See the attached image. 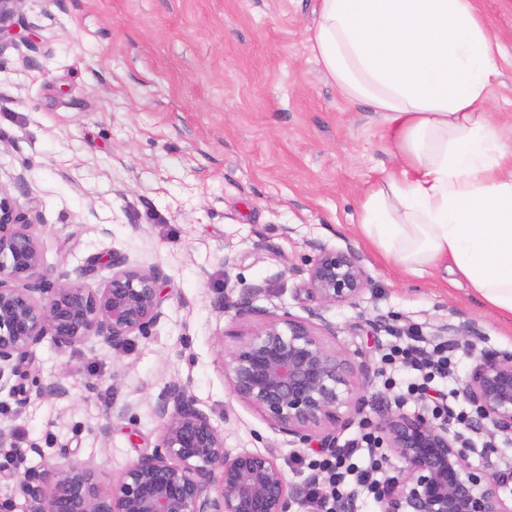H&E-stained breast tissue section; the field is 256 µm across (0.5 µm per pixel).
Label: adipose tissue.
<instances>
[{"instance_id": "1", "label": "adipose tissue", "mask_w": 512, "mask_h": 512, "mask_svg": "<svg viewBox=\"0 0 512 512\" xmlns=\"http://www.w3.org/2000/svg\"><path fill=\"white\" fill-rule=\"evenodd\" d=\"M314 14L325 78L382 114L394 148L359 203L362 237L512 321V132L485 110L500 45L477 0H317Z\"/></svg>"}]
</instances>
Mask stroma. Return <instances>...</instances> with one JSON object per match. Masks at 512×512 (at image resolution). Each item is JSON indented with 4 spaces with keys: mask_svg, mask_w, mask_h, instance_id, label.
Here are the masks:
<instances>
[{
    "mask_svg": "<svg viewBox=\"0 0 512 512\" xmlns=\"http://www.w3.org/2000/svg\"><path fill=\"white\" fill-rule=\"evenodd\" d=\"M503 47L501 83L488 105L512 125V0H478ZM315 0H25L17 41L0 40V186L42 212L47 266L81 267L107 252L127 267L160 269L167 298L150 337L121 349L92 339L60 350L44 339L32 373L65 396L18 405L0 391V430L38 443L26 467L56 463L59 448L93 469L101 491L152 451L156 407L188 388L229 453L273 452L295 492L290 512H315L304 445L273 430L231 394L224 375L231 330L261 315L337 327L335 345L367 367L362 419L336 427L339 446L392 414L431 412L408 393L409 370L386 365L396 335L432 339L438 326L472 322L478 334L452 352L462 389L474 352H512V324L444 271L401 272L362 238L358 202L392 167L380 113L348 103L307 48ZM23 189H16V178ZM353 247L371 282L355 304L323 308L297 273L320 249ZM255 315L224 304L247 288ZM385 326H376V319ZM113 407L110 429L103 411ZM472 463H512V442L463 429Z\"/></svg>",
    "mask_w": 512,
    "mask_h": 512,
    "instance_id": "obj_1",
    "label": "stroma"
}]
</instances>
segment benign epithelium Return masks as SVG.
<instances>
[{
    "label": "benign epithelium",
    "instance_id": "1",
    "mask_svg": "<svg viewBox=\"0 0 512 512\" xmlns=\"http://www.w3.org/2000/svg\"><path fill=\"white\" fill-rule=\"evenodd\" d=\"M24 0H0V32L10 29ZM41 214L23 208L0 188V389L29 376L32 349L49 337L66 351L91 338L118 348L131 336L147 337L162 319L164 288L160 269L125 267L107 256L112 277L91 283L101 258L79 269L49 267L38 233ZM310 300L321 306L354 303L370 278L352 247L320 249L300 270ZM226 305L236 316L252 314L251 296ZM288 313L268 316L254 328L234 333L224 361L232 395L256 410L274 430L305 444L316 441L327 453L340 451L336 423L361 413L360 383L349 355L325 345L336 326ZM477 334L473 324H444L438 335L448 346ZM479 421L512 433V353L483 355L463 388ZM159 443L140 455L112 491L103 494L94 473L59 450L60 462L42 471L25 466L37 444L20 447L0 430V479L9 494L0 512H290L292 491L275 456L224 448V435L186 389L174 386L158 409ZM379 443L402 462L399 475L375 484L380 512H512L504 491L512 466L488 474L469 462V443L444 421L423 413H398L380 426Z\"/></svg>",
    "mask_w": 512,
    "mask_h": 512
}]
</instances>
